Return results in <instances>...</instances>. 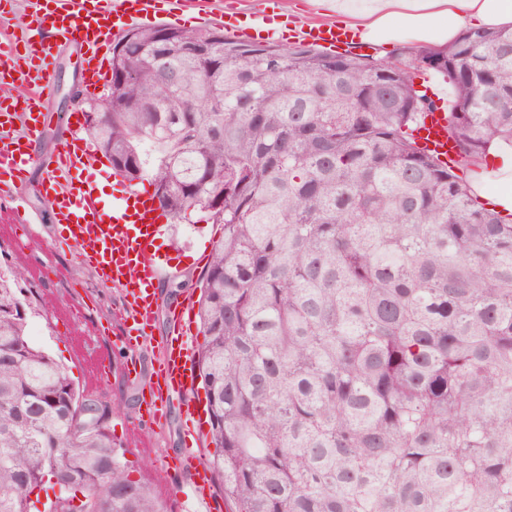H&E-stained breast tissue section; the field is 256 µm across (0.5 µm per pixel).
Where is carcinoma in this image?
I'll return each mask as SVG.
<instances>
[{
    "label": "carcinoma",
    "mask_w": 512,
    "mask_h": 512,
    "mask_svg": "<svg viewBox=\"0 0 512 512\" xmlns=\"http://www.w3.org/2000/svg\"><path fill=\"white\" fill-rule=\"evenodd\" d=\"M95 150L159 208L224 225L199 376L234 512H512V216L458 175L512 141V31L397 62L143 26ZM452 90L448 165L413 132ZM0 269V512H165L105 408L27 334Z\"/></svg>",
    "instance_id": "1"
}]
</instances>
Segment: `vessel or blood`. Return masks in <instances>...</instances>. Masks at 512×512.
Listing matches in <instances>:
<instances>
[{
    "mask_svg": "<svg viewBox=\"0 0 512 512\" xmlns=\"http://www.w3.org/2000/svg\"><path fill=\"white\" fill-rule=\"evenodd\" d=\"M172 2L183 9L192 8L193 21L202 26L219 23L241 37L259 23L267 38L277 35L276 18L269 12L240 17L215 13L205 0ZM160 12L158 0H45L24 21L20 43L0 42V70L28 87L18 110L25 118L23 133H15L6 125L18 112L0 109V177H20L34 161L30 145L39 133L38 118L53 80L50 64L54 44L46 40V33L80 47L85 62L82 88L88 91L100 88L105 80L103 48L107 37H118L129 29L152 23ZM299 36L316 45H355L349 31L333 25L304 29ZM416 140L441 160L452 159L455 149L448 139L447 112L428 113ZM97 162L90 143L83 141L81 130H74L72 139L58 143L46 165L50 203L58 223L67 226L79 258L92 265L104 280L122 288L129 299L125 317L137 333L143 334L156 317V281L168 264L157 242L167 235L168 227L151 196L142 190H131L108 205L93 189L85 187L82 173ZM169 316L172 334L161 343L157 380L149 387L147 412L164 416L171 401L176 400L183 406L185 417L197 421L198 431L185 442V460L164 462L163 469L191 472L190 500L196 512H222V503L214 493L213 474L199 454L201 427L206 418L194 397L197 356L192 339L196 329L193 296L170 307Z\"/></svg>",
    "mask_w": 512,
    "mask_h": 512,
    "instance_id": "b4317fda",
    "label": "vessel or blood"
}]
</instances>
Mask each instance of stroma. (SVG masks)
Here are the masks:
<instances>
[{
  "label": "stroma",
  "instance_id": "obj_1",
  "mask_svg": "<svg viewBox=\"0 0 512 512\" xmlns=\"http://www.w3.org/2000/svg\"><path fill=\"white\" fill-rule=\"evenodd\" d=\"M213 8L217 11L233 8L245 13L276 10L291 30L283 38L287 45L295 44V30L336 22L335 17L316 6L315 0H213ZM54 71L55 93L46 102L42 136L33 146L34 153L42 157L49 155L61 138L72 133L71 115L79 106L69 99L68 91L81 81L79 51L68 45L60 48ZM14 194L15 203H0V266H19L26 271L21 298L30 305L31 343L45 349L65 369L76 389L111 407L112 438L120 445L129 471L151 485L164 502L166 512H181L179 495L187 491L189 476L176 473L165 477L159 467L165 460L181 454L185 421L179 412H172L166 422L154 424L143 438L132 426L145 417L144 399L159 355L156 342L168 334L165 305L183 291H196L201 286L203 266L186 265L182 259L196 250L201 238L221 239L223 225L195 216L172 224L161 250L177 266L160 277L158 288L163 308L150 332L139 339L138 373L130 377L121 370L126 351L113 334L116 311L124 302L121 289L103 280L65 243L45 195L41 167H32L17 183ZM16 204L29 215V222H15L12 207ZM47 263L59 269V277L45 280L38 275V268ZM100 354L108 357L110 368L96 380L92 377L90 361Z\"/></svg>",
  "mask_w": 512,
  "mask_h": 512
}]
</instances>
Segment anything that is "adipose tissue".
Instances as JSON below:
<instances>
[{"label": "adipose tissue", "mask_w": 512, "mask_h": 512, "mask_svg": "<svg viewBox=\"0 0 512 512\" xmlns=\"http://www.w3.org/2000/svg\"><path fill=\"white\" fill-rule=\"evenodd\" d=\"M346 29L361 41L387 46L398 41L442 47L467 29H512V0H327ZM496 211L512 213V148L497 150L478 187Z\"/></svg>", "instance_id": "adipose-tissue-1"}]
</instances>
